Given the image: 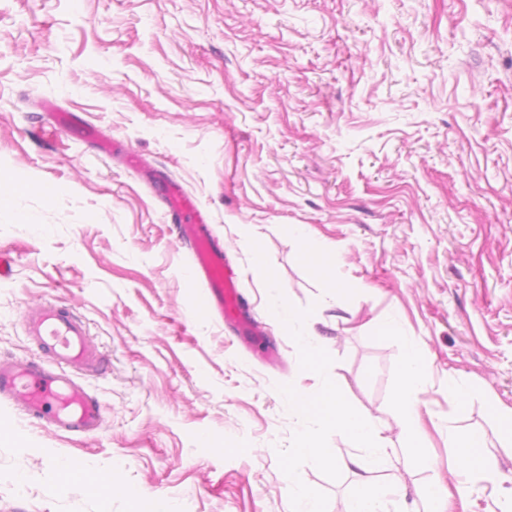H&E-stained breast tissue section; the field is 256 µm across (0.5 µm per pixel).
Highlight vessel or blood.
<instances>
[{
	"label": "vessel or blood",
	"mask_w": 512,
	"mask_h": 512,
	"mask_svg": "<svg viewBox=\"0 0 512 512\" xmlns=\"http://www.w3.org/2000/svg\"><path fill=\"white\" fill-rule=\"evenodd\" d=\"M50 119L52 128L90 141L102 153L117 146L111 133L76 113L54 111ZM126 162L159 191L165 213L193 258L192 276L206 288L200 311L218 316L242 341L259 337L261 331L244 310L237 290V270L215 242L206 213L178 181L147 170L135 154H127ZM24 327L48 361L1 360L0 398L13 401L27 416L56 430L88 434L100 429L104 421L101 404L79 381L82 375L98 372L103 362L89 341L85 323L72 311L47 302L28 312Z\"/></svg>",
	"instance_id": "obj_1"
}]
</instances>
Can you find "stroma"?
Segmentation results:
<instances>
[{"label":"stroma","mask_w":512,"mask_h":512,"mask_svg":"<svg viewBox=\"0 0 512 512\" xmlns=\"http://www.w3.org/2000/svg\"><path fill=\"white\" fill-rule=\"evenodd\" d=\"M51 100L163 166L205 208L263 335L246 346L202 314L201 284L143 178L51 131ZM0 179L25 184L0 212V357L41 360L28 307L80 316L101 352L82 377L100 433L71 437L0 400V512H135L131 490L175 512H292L277 452L297 422L282 384L298 348L269 310L305 309L350 400L405 432L389 395L401 353L373 339L399 315L430 369L420 405L431 469L372 471L400 490L454 487L449 437L488 436L495 474L470 480L466 512H500L512 442V0H0ZM304 224L336 278L309 262ZM258 243L278 286L252 265ZM275 348L269 364L256 352ZM467 399L458 410L449 385ZM111 476L109 501L60 478ZM302 481L348 512L350 472Z\"/></svg>","instance_id":"stroma-1"}]
</instances>
